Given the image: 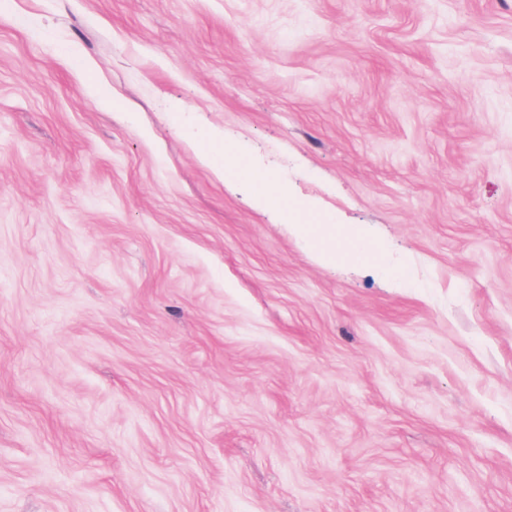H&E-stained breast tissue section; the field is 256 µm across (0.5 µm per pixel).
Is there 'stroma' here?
<instances>
[{
    "label": "stroma",
    "mask_w": 512,
    "mask_h": 512,
    "mask_svg": "<svg viewBox=\"0 0 512 512\" xmlns=\"http://www.w3.org/2000/svg\"><path fill=\"white\" fill-rule=\"evenodd\" d=\"M0 512H512V0H0ZM201 143V154L204 160L213 165L217 170H224L226 161L231 157V153L226 151L224 141L220 135L215 132L206 133L201 136ZM243 175L254 186L260 203L267 205L279 204L281 197L270 186V177L266 173L258 170H248L243 172Z\"/></svg>",
    "instance_id": "35a3bbf8"
}]
</instances>
